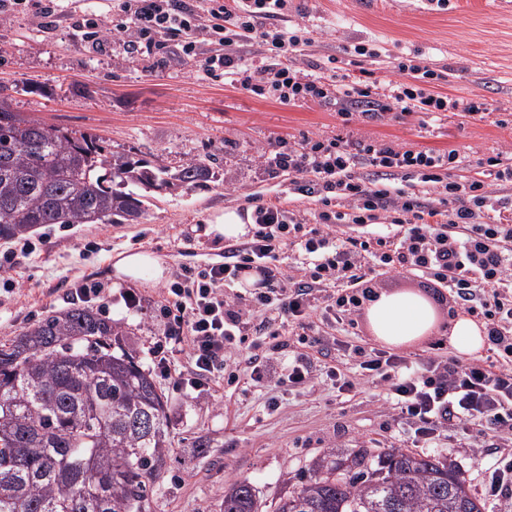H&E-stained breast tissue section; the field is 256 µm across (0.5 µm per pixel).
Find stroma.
I'll return each instance as SVG.
<instances>
[{
  "label": "stroma",
  "instance_id": "obj_1",
  "mask_svg": "<svg viewBox=\"0 0 512 512\" xmlns=\"http://www.w3.org/2000/svg\"><path fill=\"white\" fill-rule=\"evenodd\" d=\"M495 2L448 0L441 9L428 0H379L364 12L356 0H288V27L310 41L307 60L338 59L356 80L359 69L349 65L346 51L360 43L377 51L373 69L385 83L395 77V57H418L444 71L442 90L449 97L488 103L492 115L481 121L453 111L438 119L422 112L390 114L379 122L356 115L346 123L332 103L288 105L262 98L225 84L223 76L203 73L210 44L190 57L174 45L153 58L133 51L116 34L125 17L110 0H81L78 7L79 13L105 16L108 36L101 50L73 38L66 23L39 26L29 11L1 18L0 89L18 111L98 134L114 153L168 166L212 162L219 180L158 195L138 224L53 225L32 231L30 240L43 246L9 272L20 290L0 300V342L72 307L70 288L89 280L110 290L94 311L123 329L125 349L151 369L150 351L165 330L157 312L161 284L149 277L118 279L112 269L115 255L152 253L170 276L183 266L219 261L224 245L207 234L209 220L227 207L249 208L253 197L312 221L317 202L289 193L288 174L269 176L261 152L298 147L310 138L330 139L345 128L354 136L406 149L512 159V123L502 127L492 120L493 114L512 113V11H498ZM26 81L31 91H22ZM126 291L142 297L141 309H127ZM303 336L321 338L330 359L340 361L345 371L353 364L354 347L377 346L366 323L352 328L319 311L309 323L289 327V343ZM185 367V360L178 359L170 374L153 375L167 403L171 448L168 467L152 487L150 512H220L225 485L239 478L252 483L260 501L272 504L306 481L312 460L334 444L377 452L413 448L376 388L352 398L338 395L328 382L313 393L285 390L276 394L280 407L272 412L265 407L273 395L270 388L234 383L224 374L197 391L176 390L173 375ZM202 442L210 452L199 457L194 449ZM495 445L492 432L475 423L435 446L458 466L485 512L503 508L489 493ZM477 447L483 448L482 457L474 456Z\"/></svg>",
  "mask_w": 512,
  "mask_h": 512
}]
</instances>
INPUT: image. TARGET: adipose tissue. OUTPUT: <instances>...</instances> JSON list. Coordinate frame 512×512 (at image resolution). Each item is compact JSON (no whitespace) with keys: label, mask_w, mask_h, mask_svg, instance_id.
I'll return each instance as SVG.
<instances>
[{"label":"adipose tissue","mask_w":512,"mask_h":512,"mask_svg":"<svg viewBox=\"0 0 512 512\" xmlns=\"http://www.w3.org/2000/svg\"><path fill=\"white\" fill-rule=\"evenodd\" d=\"M365 319L377 342L399 348L422 343L432 336L439 325V312L425 294L401 290L374 297Z\"/></svg>","instance_id":"1"}]
</instances>
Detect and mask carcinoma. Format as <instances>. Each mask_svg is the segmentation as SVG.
I'll use <instances>...</instances> for the list:
<instances>
[{
  "mask_svg": "<svg viewBox=\"0 0 512 512\" xmlns=\"http://www.w3.org/2000/svg\"><path fill=\"white\" fill-rule=\"evenodd\" d=\"M103 138L41 122L0 95V239L53 224H137L147 192L217 179L177 167L107 159ZM123 331L74 306L0 343V512H148L165 470L164 396L120 348ZM221 512H261L254 487L224 488ZM274 512H484L441 454L336 448Z\"/></svg>",
  "mask_w": 512,
  "mask_h": 512,
  "instance_id": "carcinoma-1",
  "label": "carcinoma"
}]
</instances>
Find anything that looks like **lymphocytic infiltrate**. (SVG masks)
I'll return each instance as SVG.
<instances>
[{
	"instance_id": "f902f5d3",
	"label": "lymphocytic infiltrate",
	"mask_w": 512,
	"mask_h": 512,
	"mask_svg": "<svg viewBox=\"0 0 512 512\" xmlns=\"http://www.w3.org/2000/svg\"><path fill=\"white\" fill-rule=\"evenodd\" d=\"M119 6L129 37L145 56L172 38L183 54L195 55L199 33H207L216 48L205 60L206 74L223 72L225 80L283 104L332 101L347 121L356 113L379 120L394 110L490 114L483 101L438 92L440 73L404 57L394 63L399 80L388 83L382 97L369 84L306 72L298 65L305 38L282 24L288 0H120ZM255 36L267 48L261 67L235 49ZM262 159L271 174L294 173L293 193L320 203L314 225L279 205L257 204L251 238L225 246L223 261L184 270L163 289L160 312L171 322L151 351L154 365L165 372L176 356H185L189 370L176 379L185 391L212 380L234 355L256 385L310 390L321 373L339 394L353 396L361 384L377 383L413 442L425 445L483 421L502 450L493 464V490L512 501V224L504 221L512 213V193L495 196L481 179L451 177L469 164L493 170L496 181L512 186V165L454 150H402L347 134L266 152ZM364 167L372 168L373 178L361 175ZM419 184L433 189L434 200L416 192ZM290 244L302 261L287 272L279 257ZM379 270L422 274L440 284L454 299L449 316L463 311L482 320L495 362L435 353L412 362L360 349L357 370L349 375L338 364H319V340L288 346L287 325L310 318L319 298L331 319L356 326L372 297L365 281ZM251 275L258 278L256 288L236 291Z\"/></svg>"
}]
</instances>
